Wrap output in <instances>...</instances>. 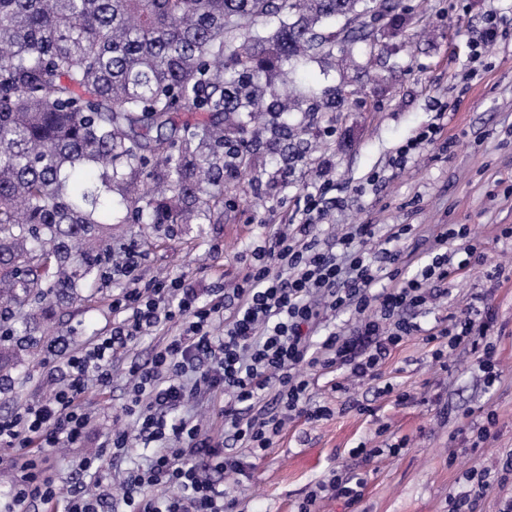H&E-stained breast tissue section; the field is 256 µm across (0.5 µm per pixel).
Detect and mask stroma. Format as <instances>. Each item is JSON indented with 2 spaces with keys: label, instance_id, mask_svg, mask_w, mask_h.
<instances>
[{
  "label": "stroma",
  "instance_id": "1",
  "mask_svg": "<svg viewBox=\"0 0 512 512\" xmlns=\"http://www.w3.org/2000/svg\"><path fill=\"white\" fill-rule=\"evenodd\" d=\"M412 15L403 34L379 37L369 66L344 60L341 53L289 72L280 88L299 96L297 111L286 118L290 134L271 131L270 117L248 127L247 171L225 168L224 202L201 213L193 224H116L114 249L142 251L138 284L145 287L176 276L196 288L200 301L214 288L233 296L253 262L255 250L280 231L295 230L304 199L316 184L332 181L335 206L316 229L326 244L350 224H372L378 240L399 251L403 272L414 273L427 260L434 237L448 224L469 225L483 253L481 263L456 271L433 304L410 313L421 331L393 349L376 379L345 377L343 371H317L311 407L328 406V418L288 423L265 457L244 474L212 473L218 489L238 501L239 512H294L296 505L333 470L365 479L354 506L326 497L320 512H451L469 484L468 469L495 466L490 486L474 512H500L512 499V0H409ZM503 20L505 34L472 61L489 11ZM478 69L470 78L469 69ZM341 88L337 112L310 109L311 89ZM443 120L452 145L436 141L402 165L394 160L401 145L423 127ZM411 232L394 241L396 227ZM124 280L99 270L88 280L81 300L57 308L36 332L37 344L23 365L0 373L9 387L0 394V417L21 404L48 397L55 384L44 368L49 347L65 338L70 349L89 345L112 329V297ZM486 295L497 313L492 340L499 376L487 385L478 355L460 348L439 365L426 341L430 328H444L471 297ZM175 325L154 328L112 362V385L89 387L85 408L92 417L81 447L57 450L47 463L62 492L101 485L110 493L103 512H123L119 484L127 468L145 463L152 446L134 441L125 459L85 474L82 458L107 444L113 429L134 432L121 407L132 386L131 364H144L177 334ZM345 383L350 399L369 406L366 414L342 407L333 391ZM408 393L405 402L379 396L385 384ZM495 410L494 438L477 442L471 424ZM407 438L399 454L372 459L354 455L360 443L384 446Z\"/></svg>",
  "mask_w": 512,
  "mask_h": 512
}]
</instances>
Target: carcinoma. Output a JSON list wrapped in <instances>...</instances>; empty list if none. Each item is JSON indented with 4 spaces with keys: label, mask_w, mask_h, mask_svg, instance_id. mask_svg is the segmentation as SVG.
<instances>
[{
    "label": "carcinoma",
    "mask_w": 512,
    "mask_h": 512,
    "mask_svg": "<svg viewBox=\"0 0 512 512\" xmlns=\"http://www.w3.org/2000/svg\"><path fill=\"white\" fill-rule=\"evenodd\" d=\"M404 0H0V371L57 304L80 299L112 225L187 224L276 78L393 30ZM275 18L266 33L258 23ZM182 112L202 114L178 122ZM154 180L149 192L132 179ZM119 200H113V194Z\"/></svg>",
    "instance_id": "1"
}]
</instances>
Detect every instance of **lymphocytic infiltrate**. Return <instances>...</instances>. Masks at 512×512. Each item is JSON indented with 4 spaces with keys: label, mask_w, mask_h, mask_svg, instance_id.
I'll return each mask as SVG.
<instances>
[{
    "label": "lymphocytic infiltrate",
    "mask_w": 512,
    "mask_h": 512,
    "mask_svg": "<svg viewBox=\"0 0 512 512\" xmlns=\"http://www.w3.org/2000/svg\"><path fill=\"white\" fill-rule=\"evenodd\" d=\"M329 191V183H321L307 197L298 231L276 235L258 254L235 292L233 309H226L220 295L198 304L193 289L177 279L157 282L150 289L129 288L112 299V311L122 320L110 333L62 359H48L51 369H64L62 384L48 398L0 419V449L19 459L20 478L9 492L12 506L27 512L39 502L55 512H99L103 495L74 492L59 498L55 477L42 466L44 455L53 448L80 447L90 423L82 399L87 383L108 387L112 361L120 350L150 328L175 320L182 335L156 352L146 366L129 370L133 386L124 409L135 415L139 439L156 443L157 449L146 468L127 471L123 500L129 512H235L236 500L204 477L205 466L244 474L248 460L265 455L286 421L329 416V407L314 409L307 404L310 372L337 367L354 378L375 376L390 348L418 330L416 323L405 319V311L426 306L431 284L454 273L442 250L448 240L458 241L467 262L480 260L468 227L451 226L434 238L430 261L410 279H402L396 268L398 253L385 251L394 266V285L380 287L379 269L365 251L376 234L374 225H350L334 252L322 248L313 235ZM342 310L354 311L357 325L346 335L329 332L320 348H313V329L326 313ZM217 322L224 325L223 335L211 333ZM495 323L492 306L466 304L451 316L448 328L427 334V341L435 345V361H443L446 351L470 344L481 349L479 366L487 382H494L490 338ZM201 392L225 397L220 411L223 435H205L198 425L168 420V412ZM270 393L276 398V411L245 416V407ZM228 439L239 444L240 453H225ZM166 485L177 487V494L158 498L146 493L147 488ZM363 486L362 478L342 469L333 471L298 503L297 512H318L325 492L353 505Z\"/></svg>",
    "instance_id": "obj_1"
}]
</instances>
